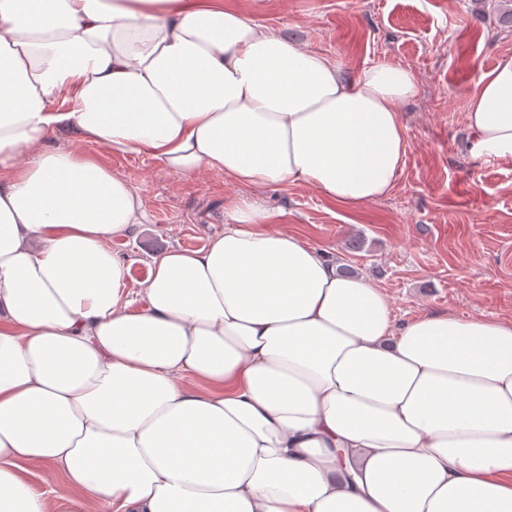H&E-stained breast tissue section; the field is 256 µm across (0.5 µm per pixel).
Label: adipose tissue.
Masks as SVG:
<instances>
[{
  "label": "adipose tissue",
  "instance_id": "adipose-tissue-1",
  "mask_svg": "<svg viewBox=\"0 0 512 512\" xmlns=\"http://www.w3.org/2000/svg\"><path fill=\"white\" fill-rule=\"evenodd\" d=\"M417 92L224 0H0V512H512V321L396 324L246 202L131 291L110 242L139 198L54 143L358 206L391 191ZM465 117L512 159V57Z\"/></svg>",
  "mask_w": 512,
  "mask_h": 512
}]
</instances>
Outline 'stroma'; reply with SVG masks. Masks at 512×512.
<instances>
[{"mask_svg":"<svg viewBox=\"0 0 512 512\" xmlns=\"http://www.w3.org/2000/svg\"><path fill=\"white\" fill-rule=\"evenodd\" d=\"M224 3L332 56L346 77L380 62L409 67L419 91L400 107L404 164L387 196L349 207L305 184L258 191L217 174L189 178L57 136L121 175L148 215L112 241L130 288L148 277L153 256L202 248L223 233L235 203L256 200L264 227L299 234L364 276L397 321L434 312L512 320V160L476 156L464 117L481 75L512 57V31L493 21L498 0Z\"/></svg>","mask_w":512,"mask_h":512,"instance_id":"obj_1","label":"stroma"}]
</instances>
